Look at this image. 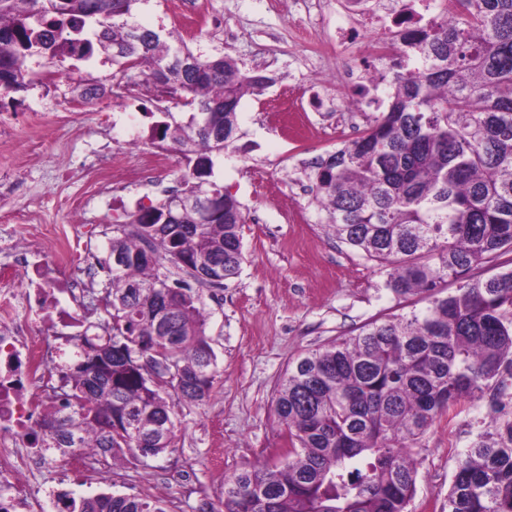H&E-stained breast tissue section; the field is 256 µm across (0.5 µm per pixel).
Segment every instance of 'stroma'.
I'll return each mask as SVG.
<instances>
[{
  "instance_id": "obj_1",
  "label": "stroma",
  "mask_w": 512,
  "mask_h": 512,
  "mask_svg": "<svg viewBox=\"0 0 512 512\" xmlns=\"http://www.w3.org/2000/svg\"><path fill=\"white\" fill-rule=\"evenodd\" d=\"M207 21L190 40L192 48L227 53L248 71L264 69L275 84L261 95L244 97L234 151L244 160L217 158L215 180L245 207L242 228L245 262L238 278L221 288H203L206 334L216 355L210 397L178 404L176 439L167 453L151 459L126 455L103 479L78 485L64 470L50 469L44 489L92 497L100 493L165 499L167 512H197L201 501L224 495L226 476L280 460L283 432L273 412L274 390L289 361L330 340L356 334L374 320L411 309L396 303L384 288L385 276L328 231L306 176L313 158L336 151L363 133L371 112H312L314 93L335 92L346 49L313 48L331 42L342 22V0H198ZM37 73L24 94L21 115L4 109L7 134L0 138V180L14 181L42 199L37 223L55 234L75 219L93 229L99 257H106L114 220H127L137 206L162 199L163 188H178L185 168L180 151L159 172V187H113L83 209L75 202L89 191L88 172L101 156H133L96 120L106 109L115 116L131 112L150 148L152 117L142 99L110 92L94 106L83 105L66 81L70 62L28 61ZM39 113L30 121L29 113ZM72 178L55 181L58 166ZM487 402L464 403L457 415L441 417L422 438L414 455L418 473L408 512H446L448 491L461 452L472 441L477 418Z\"/></svg>"
}]
</instances>
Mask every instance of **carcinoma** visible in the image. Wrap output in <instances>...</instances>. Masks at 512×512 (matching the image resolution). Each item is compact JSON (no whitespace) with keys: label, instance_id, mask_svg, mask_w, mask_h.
<instances>
[{"label":"carcinoma","instance_id":"obj_1","mask_svg":"<svg viewBox=\"0 0 512 512\" xmlns=\"http://www.w3.org/2000/svg\"><path fill=\"white\" fill-rule=\"evenodd\" d=\"M142 0H0V94L24 92L27 60L95 56L141 69L159 95L196 105L187 123L160 121L156 139L188 159L182 189L149 210L166 223L112 225L104 335L79 337L62 369L68 411L44 423L41 447L103 459L174 443L175 401L210 394L216 355L201 296L244 262L241 203L213 180V133L238 128V107L267 86L229 55H203L182 36L143 26ZM456 18L400 30L388 110L361 136L312 163L327 226L387 272L385 288L419 310L372 320L288 364L274 414L288 433L283 464L224 481V512H407L416 490L408 453L465 399L491 397L448 492V512H512V267L445 292L492 257L512 254V0H455ZM202 185L217 215L171 201ZM185 275L177 288L171 278ZM63 512H166L160 498L58 494Z\"/></svg>","mask_w":512,"mask_h":512}]
</instances>
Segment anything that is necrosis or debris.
<instances>
[{
  "mask_svg": "<svg viewBox=\"0 0 512 512\" xmlns=\"http://www.w3.org/2000/svg\"><path fill=\"white\" fill-rule=\"evenodd\" d=\"M436 0H401L382 12L358 13L361 31L370 35L360 64L346 66L339 93L328 101L313 99L314 110L370 112L374 103L353 100L344 91L370 81L379 65L396 54V29L430 19ZM27 209L7 212L0 225V512H44L41 474L54 464L39 448L35 435L50 417L65 414V400L56 380L58 358L67 329L83 328L88 320L85 282L108 276L96 263L92 237L82 225L71 233L48 237L29 221ZM21 275L23 287L12 278Z\"/></svg>",
  "mask_w": 512,
  "mask_h": 512,
  "instance_id": "1",
  "label": "necrosis or debris"
}]
</instances>
